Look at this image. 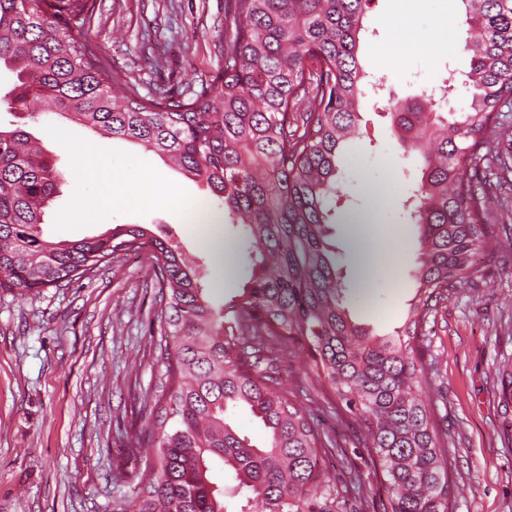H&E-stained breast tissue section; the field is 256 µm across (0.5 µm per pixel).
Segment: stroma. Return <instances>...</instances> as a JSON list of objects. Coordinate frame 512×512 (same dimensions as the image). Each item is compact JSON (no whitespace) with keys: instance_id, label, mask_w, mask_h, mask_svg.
<instances>
[{"instance_id":"1","label":"stroma","mask_w":512,"mask_h":512,"mask_svg":"<svg viewBox=\"0 0 512 512\" xmlns=\"http://www.w3.org/2000/svg\"><path fill=\"white\" fill-rule=\"evenodd\" d=\"M87 32L122 81L146 97H184L224 64L217 44L228 0H97ZM453 22L433 53L418 47L439 18ZM463 0H371L359 44L367 78L360 136L340 156L354 213L336 217V256L350 279L365 277L354 310L378 333L402 320L418 234L401 208L421 164L405 152L388 113L396 100L431 84H453L451 105L469 101L470 55ZM32 130L56 160L61 197L43 231L55 241L98 235L118 224H160L183 252L201 255L239 229L188 223L204 190L155 153L106 140L55 115ZM104 156L108 175H89L83 156ZM497 190L488 207L506 246L478 255L481 280L449 293L435 315L424 396L448 433L458 490L449 512H512V184L483 170ZM161 288L149 253L122 256L89 279L36 296L0 288V512H112L144 469L141 409L164 372L152 319ZM284 385L314 414L328 446L330 476L363 480L346 512H377L382 474L352 436L336 393L306 377L300 359H282Z\"/></svg>"}]
</instances>
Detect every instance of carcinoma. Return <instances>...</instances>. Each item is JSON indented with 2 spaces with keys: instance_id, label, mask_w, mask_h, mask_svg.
<instances>
[{
  "instance_id": "carcinoma-1",
  "label": "carcinoma",
  "mask_w": 512,
  "mask_h": 512,
  "mask_svg": "<svg viewBox=\"0 0 512 512\" xmlns=\"http://www.w3.org/2000/svg\"><path fill=\"white\" fill-rule=\"evenodd\" d=\"M369 2L228 0L224 69L188 98L156 99L131 82L112 94L119 79L84 35L97 0H0V65L16 76L0 107L17 118L0 127V288L36 295L141 252L164 288V381L142 410V441L155 450L132 486L135 512H336L340 496L360 493L358 474L342 483L322 472L327 448L314 417L267 355L299 344L310 358L305 375L364 425L358 444L380 466L381 512H448L457 491L448 434L419 390L430 317L450 290L484 276L477 252L503 246L486 223L488 193L467 171L500 161L491 144L512 102V0H465L466 110L446 112L423 94L389 112L405 151L423 162L403 201L419 230L416 288L388 335L352 316V282L340 276L330 236L346 195L337 155L358 133L365 98L357 45ZM53 111L170 159L205 188L192 223L229 219L252 248L238 294L217 307L203 287L216 249L191 267L170 233L142 224L45 238L59 172L29 123ZM230 406L248 410L263 444L239 433Z\"/></svg>"
}]
</instances>
